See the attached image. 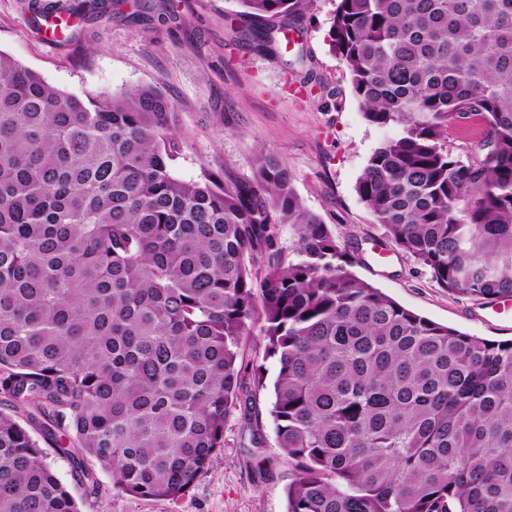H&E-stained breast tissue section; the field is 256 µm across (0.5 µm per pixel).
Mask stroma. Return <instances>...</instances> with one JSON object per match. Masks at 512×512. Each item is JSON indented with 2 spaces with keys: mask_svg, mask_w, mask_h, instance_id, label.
Returning a JSON list of instances; mask_svg holds the SVG:
<instances>
[{
  "mask_svg": "<svg viewBox=\"0 0 512 512\" xmlns=\"http://www.w3.org/2000/svg\"><path fill=\"white\" fill-rule=\"evenodd\" d=\"M31 0H0V51L59 89L95 93L142 84L160 88L179 114L185 142L178 161L187 179L201 169L253 180L258 157L277 155L304 206L320 215L354 256L353 273L402 306L468 335L512 339V300L496 305L449 294L411 256L383 249V230L356 183L386 132L368 123L345 65L326 33L336 0H314L289 20L306 54L265 50L237 35V0H97L78 15L69 41L41 39ZM145 7L151 22L127 15ZM271 393L243 394L224 419V446L207 472L174 500H147L112 489L100 474L91 512H286L290 470L280 459ZM260 426L261 447L250 444Z\"/></svg>",
  "mask_w": 512,
  "mask_h": 512,
  "instance_id": "35a3bbf8",
  "label": "stroma"
}]
</instances>
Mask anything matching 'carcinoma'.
<instances>
[{
    "label": "carcinoma",
    "instance_id": "cac0c4a2",
    "mask_svg": "<svg viewBox=\"0 0 512 512\" xmlns=\"http://www.w3.org/2000/svg\"><path fill=\"white\" fill-rule=\"evenodd\" d=\"M237 2L267 47L314 0ZM326 42L393 131L356 184L385 237L451 294L512 299V0H338ZM460 119L485 128L465 160ZM177 125L153 85L82 96L0 51V512H82L99 471L182 495L224 447L255 323L287 512H512V340L358 278L271 154L251 182L179 177ZM47 451L50 454L48 461L56 477L79 501L81 499V490L75 486L73 481L69 459L63 455L55 454L52 449Z\"/></svg>",
    "mask_w": 512,
    "mask_h": 512
}]
</instances>
